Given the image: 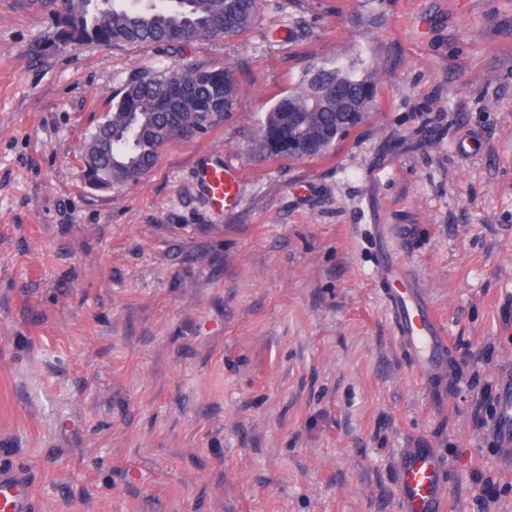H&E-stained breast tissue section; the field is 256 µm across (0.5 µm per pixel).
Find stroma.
I'll use <instances>...</instances> for the list:
<instances>
[{"instance_id": "1", "label": "stroma", "mask_w": 512, "mask_h": 512, "mask_svg": "<svg viewBox=\"0 0 512 512\" xmlns=\"http://www.w3.org/2000/svg\"><path fill=\"white\" fill-rule=\"evenodd\" d=\"M53 0H0V462L36 512H398L399 449L446 462L447 512H512L487 440L512 374V0H261L174 52L51 45ZM233 69L223 124L119 191L79 147L139 73ZM375 86L325 155L259 124L319 67ZM469 135L481 149L464 157ZM208 164L238 169L216 209ZM390 224L451 345L422 382L367 271Z\"/></svg>"}]
</instances>
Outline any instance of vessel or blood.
<instances>
[{
	"label": "vessel or blood",
	"instance_id": "vessel-or-blood-1",
	"mask_svg": "<svg viewBox=\"0 0 512 512\" xmlns=\"http://www.w3.org/2000/svg\"><path fill=\"white\" fill-rule=\"evenodd\" d=\"M198 183L216 207L231 206L238 197L234 170L200 169ZM375 254L370 283L386 306L395 341L408 365L425 382L445 377L451 369L446 331L420 283L399 258L387 225L375 224ZM492 436L500 455L512 459V377L502 381L495 402ZM399 512H446L445 464L433 448L402 449L394 472ZM31 485L22 469L0 466V512H32Z\"/></svg>",
	"mask_w": 512,
	"mask_h": 512
}]
</instances>
